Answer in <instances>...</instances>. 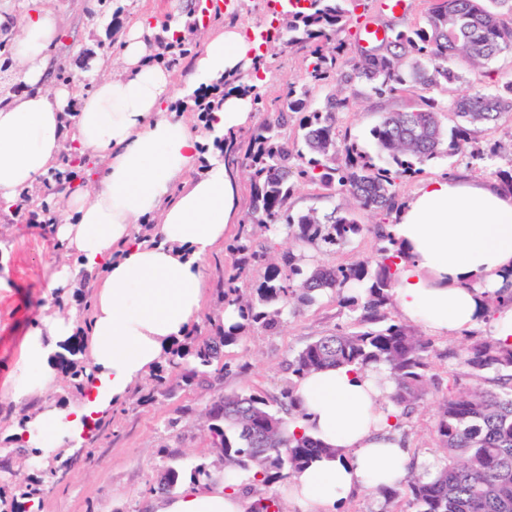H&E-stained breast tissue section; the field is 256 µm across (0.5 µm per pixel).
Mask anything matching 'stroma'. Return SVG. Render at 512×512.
<instances>
[{
    "mask_svg": "<svg viewBox=\"0 0 512 512\" xmlns=\"http://www.w3.org/2000/svg\"><path fill=\"white\" fill-rule=\"evenodd\" d=\"M200 2L95 0L89 8L85 0H45L46 6L59 13L63 24L62 38L51 51L59 66L50 73V81L60 82L66 75L81 79L101 56L117 53L129 26L141 17L166 16L175 5L192 19ZM429 8V0H405L403 10L390 13L381 9L380 0H369L363 20L409 28L418 24ZM274 18L272 0H236L234 9L213 16L209 25L198 26L193 41L201 43L207 29L229 23L264 30ZM263 54L264 67L273 74L272 80L261 88L267 101H281L288 85L306 83V62L301 52L276 41L266 44ZM415 104V99L404 93L382 98L359 96L348 111L338 114L336 132L354 141L376 164L385 165V155L371 129L380 113L406 111ZM461 170L479 178L491 175L490 170L470 164L467 156L442 157L424 163L419 177L404 180L400 194L409 198L420 179ZM346 203L344 195L303 180L296 181L289 200L296 213L313 208L324 214ZM239 233V228H232L230 237L205 264L207 293L193 325L199 335L213 334L215 324L223 319L220 290L225 278L239 274L240 285L249 296L254 295L262 280V268L240 266V256L234 250ZM0 249L9 254V274L5 287L0 288V495L14 497L16 486L27 484L37 475L19 463L10 432L22 417L34 414L36 406L17 405L7 399L8 377L20 359L24 336L36 323L49 264H73L77 257L58 249L53 237L45 235L41 228L25 224L0 222ZM338 310L335 296L327 294L316 305L289 318L277 333L250 330L239 345L225 349L224 359L231 369L215 386L183 384L171 396L154 397L150 394L152 379L137 381L73 450L71 468L55 475H38L43 485L40 499L14 498V512H155L160 496L151 493L149 487L155 484L165 464L160 449L177 451L176 464L184 485L191 483V472L197 464L219 468L202 416L205 407L220 393L254 390L279 395L288 384L289 353L310 339L333 331L339 322ZM471 342L468 336L434 337L428 374L440 389H447L453 382L451 353L462 352ZM436 419V398L431 395L418 405L404 428L415 456L432 462L444 454L435 434Z\"/></svg>",
    "mask_w": 512,
    "mask_h": 512,
    "instance_id": "35a3bbf8",
    "label": "stroma"
}]
</instances>
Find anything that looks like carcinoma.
<instances>
[{
  "label": "carcinoma",
  "mask_w": 512,
  "mask_h": 512,
  "mask_svg": "<svg viewBox=\"0 0 512 512\" xmlns=\"http://www.w3.org/2000/svg\"><path fill=\"white\" fill-rule=\"evenodd\" d=\"M360 8H368V0H288L281 25L259 33L265 42L283 38L302 52L309 83L335 86L315 105L309 87L290 84L283 102L272 109L251 87L254 104L267 118L249 133L242 158L253 187L249 223L271 238H287L290 246L272 255L254 232H242L234 250L245 264L265 269L257 296L244 298L239 275L229 276L223 300L234 307L237 319L224 322L212 336H187L153 375L154 394L172 395L173 375L185 384L211 387L218 380L212 367H230L224 348L238 344L252 329L276 332L327 291L336 296L344 323L288 355V388L280 395L220 393L209 404L211 447L224 455L223 478L229 481L239 474H259L261 485L269 487L322 456L339 453L288 431V422L298 415L295 380L307 373L337 366L382 368L384 380L394 387L388 400L399 426L433 393L435 384L427 374L432 342L388 315L400 249L386 227L403 204L400 182L418 173L415 163L467 155L493 168L502 188L512 194V167H494L496 160L512 154V145L496 141L483 148L473 136L475 125L495 123L512 112V80L491 87L473 84L467 93L448 97L465 72H480L512 50V0H433L421 23L390 30L382 47L362 53L351 69L342 71L337 60ZM361 84L375 97L410 91L417 99L409 112L382 113L371 129L390 159L387 167L336 134V116L350 108L349 92ZM295 114L302 115L299 144L281 135ZM451 115L455 122L447 131L443 119ZM295 178L339 191L350 206L324 215L314 209L293 213L289 199ZM356 208L374 212L378 222L359 223ZM366 233L377 242L374 263L323 262V256ZM509 302V288L486 297L489 310ZM450 356L457 359L459 377L467 385L438 402L435 432L444 457L431 471L412 466L398 486L373 491L383 499L381 512H395L394 502L401 500L403 512H512V345L487 336ZM61 367L71 392L82 393L86 366L63 357ZM179 478L180 472L168 466L150 491L169 492Z\"/></svg>",
  "instance_id": "cac0c4a2"
}]
</instances>
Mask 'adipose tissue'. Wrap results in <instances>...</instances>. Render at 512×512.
I'll list each match as a JSON object with an SVG mask.
<instances>
[{
	"label": "adipose tissue",
	"instance_id": "1",
	"mask_svg": "<svg viewBox=\"0 0 512 512\" xmlns=\"http://www.w3.org/2000/svg\"><path fill=\"white\" fill-rule=\"evenodd\" d=\"M59 25L58 15L39 4L21 22L0 7V28L12 32L18 62L12 80L22 87L0 94V205H12L20 190L56 167L66 140L104 163L91 189L59 194L52 235L78 262L51 266L40 319L8 378L10 401L40 403L17 435L44 458L78 447L92 423L160 366L198 318L204 264L240 219L238 182L224 159L212 158L196 175L200 147L248 127L255 112L250 96L230 91L198 128L171 104L186 88L251 69L262 53L240 26L207 32L184 87H177L149 59L154 39L182 31L184 18L175 11L134 24L116 62L121 75H112L116 63L103 58L86 75L91 92L80 97L73 84H45ZM146 218L156 221L148 240L138 231ZM389 231L404 253L393 288L402 320L434 336L487 325L495 339L512 344V304L491 316L485 302L486 293L512 283V194L463 172L432 178L405 202ZM99 266L105 274L95 283L88 319L86 388L79 403L60 407L49 398L54 360L71 342L75 318L57 304L82 273ZM389 391L382 371L372 367L330 368L298 382L301 415L291 431L344 451L290 478L284 495L302 512H336L353 493L394 485L405 475L410 449L393 428ZM253 503L216 480L164 497L159 512H252Z\"/></svg>",
	"mask_w": 512,
	"mask_h": 512
}]
</instances>
